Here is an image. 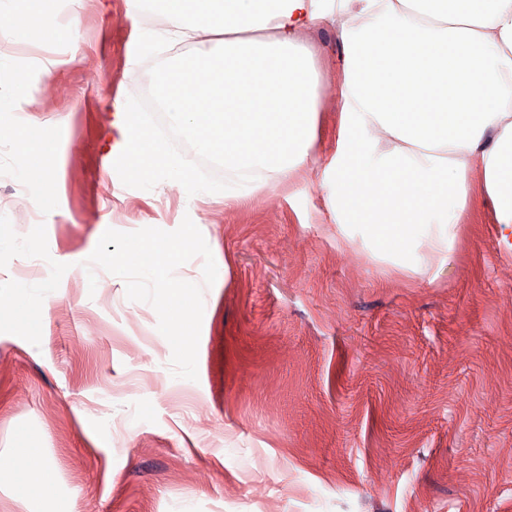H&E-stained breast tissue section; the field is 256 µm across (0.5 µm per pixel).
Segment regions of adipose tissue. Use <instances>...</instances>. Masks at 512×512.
Returning a JSON list of instances; mask_svg holds the SVG:
<instances>
[{
    "mask_svg": "<svg viewBox=\"0 0 512 512\" xmlns=\"http://www.w3.org/2000/svg\"><path fill=\"white\" fill-rule=\"evenodd\" d=\"M134 54L189 44L154 75L160 108L217 163L292 179L317 140L320 77L301 32L328 27L342 48L339 140L325 187L337 224L360 225L403 270L448 260L471 169L485 177L512 248V0H131ZM0 20L20 40L60 33L50 11ZM113 159L144 182L193 174L114 104ZM19 496L56 475L31 455L0 457Z\"/></svg>",
    "mask_w": 512,
    "mask_h": 512,
    "instance_id": "1",
    "label": "adipose tissue"
}]
</instances>
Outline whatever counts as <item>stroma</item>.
I'll return each mask as SVG.
<instances>
[{"instance_id":"35a3bbf8","label":"stroma","mask_w":512,"mask_h":512,"mask_svg":"<svg viewBox=\"0 0 512 512\" xmlns=\"http://www.w3.org/2000/svg\"><path fill=\"white\" fill-rule=\"evenodd\" d=\"M128 0H71L67 35L0 55L28 83L0 126L53 137L50 186L0 143V455L21 448L58 480L0 512H512V250L484 177L437 275L373 259L336 230L324 168L336 151L341 49L305 33L321 74L320 146L292 183L224 205V183L125 175L106 140L116 99L141 102L152 56L131 65ZM51 191L54 209L35 204ZM199 220L218 274L204 289L198 378L173 377L158 316L124 281L81 275L112 228Z\"/></svg>"}]
</instances>
